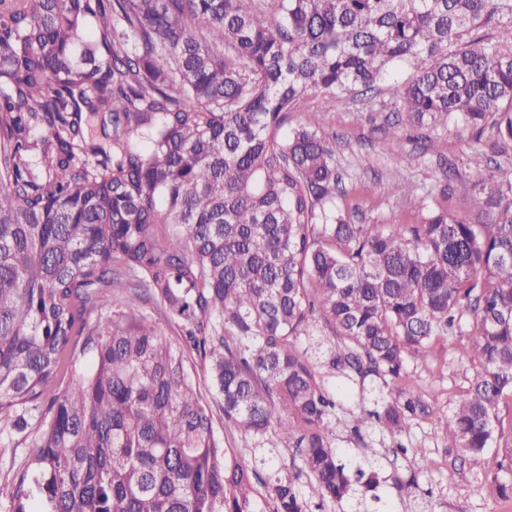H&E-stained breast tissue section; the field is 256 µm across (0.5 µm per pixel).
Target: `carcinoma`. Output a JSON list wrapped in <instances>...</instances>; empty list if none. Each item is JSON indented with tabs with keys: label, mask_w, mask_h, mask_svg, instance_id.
I'll return each instance as SVG.
<instances>
[{
	"label": "carcinoma",
	"mask_w": 512,
	"mask_h": 512,
	"mask_svg": "<svg viewBox=\"0 0 512 512\" xmlns=\"http://www.w3.org/2000/svg\"><path fill=\"white\" fill-rule=\"evenodd\" d=\"M398 62V121L512 143V0H0V413L33 448L13 512H259L214 402L300 462L268 512L374 491L407 449L350 475L319 368L376 382L355 429L401 433L429 415L408 360L468 321L480 369L443 440L497 449L512 500V170L480 175L485 221L401 186L422 221L386 230L336 208V142L280 134L308 92L366 96Z\"/></svg>",
	"instance_id": "cac0c4a2"
}]
</instances>
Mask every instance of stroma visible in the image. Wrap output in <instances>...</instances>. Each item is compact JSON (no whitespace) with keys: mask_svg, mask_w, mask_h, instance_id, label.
<instances>
[{"mask_svg":"<svg viewBox=\"0 0 512 512\" xmlns=\"http://www.w3.org/2000/svg\"><path fill=\"white\" fill-rule=\"evenodd\" d=\"M397 105L385 93L364 98L337 99L327 106L322 94L305 97L290 114L289 127L314 125L337 143L336 167L344 192L336 205L367 224L399 228L415 224L419 213L393 192L397 182H408L418 195L428 197L449 214L477 221L474 184L477 173L468 162L472 151L484 153L492 166L512 169V144L496 142L491 132L474 137L456 124L434 131H409L388 127ZM394 146H386L385 136ZM468 337L455 345L434 343L426 361L410 364L408 386L428 404L430 413L398 436L407 455L383 461L384 477L415 480V497L403 499L397 489L385 486L379 499L369 500V512H512V505L488 492L497 474L498 457L489 451L477 457H460L446 449L442 429L452 410L469 389L476 370L465 356ZM30 454L27 445L0 420V512H12V478Z\"/></svg>","mask_w":512,"mask_h":512,"instance_id":"1","label":"stroma"}]
</instances>
